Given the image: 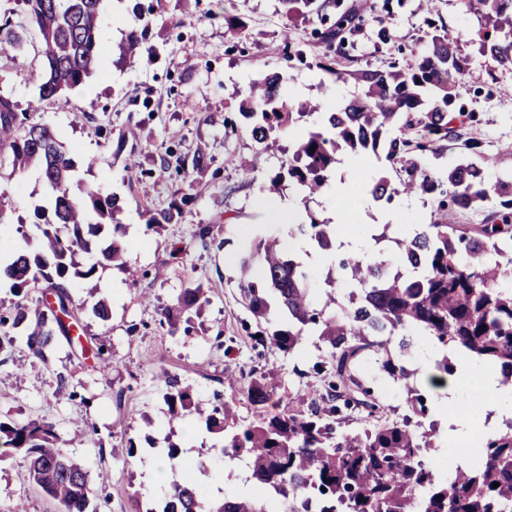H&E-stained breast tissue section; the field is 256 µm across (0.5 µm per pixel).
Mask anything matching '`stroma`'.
<instances>
[{
  "label": "stroma",
  "mask_w": 512,
  "mask_h": 512,
  "mask_svg": "<svg viewBox=\"0 0 512 512\" xmlns=\"http://www.w3.org/2000/svg\"><path fill=\"white\" fill-rule=\"evenodd\" d=\"M150 2L104 0L94 74L71 93L69 106L48 104L41 113L70 149L77 178L119 198L116 220L123 226L119 242L124 268L103 271L96 291L82 285L71 290L84 309V345L106 337V359L100 362L61 345L43 361L20 346L0 362V421L53 425L71 456L94 474L97 512H145L164 492L150 486L147 465L171 443L180 449V463L195 466L204 460L208 472L223 471L226 489H236L249 477L246 469H221L213 463L212 448L220 444L221 434L202 428L191 441L184 422H170L162 373L190 382L196 399H210L216 390L235 398L242 424L254 421V410L243 382L227 381L225 367L239 373L254 366L263 369L285 398L298 399L319 387L310 368L326 360L324 344L310 336L290 355L270 346L254 347L250 335L262 324L245 308L235 280L242 241L287 235V224L267 222L257 204L259 196L290 199L325 224L332 221L336 201L276 182L294 139L283 137L282 152L262 154L238 105L255 79L273 71L283 75L293 105L327 96L340 102L360 91L354 79L339 81L320 69L325 47L315 36L322 27L319 19L287 20L280 0H162L151 25V54L117 67L112 46L125 39L134 5ZM414 8V0H407L397 10L393 40L376 54L371 51L375 24L366 21L354 37L353 58L343 61V69L383 68L400 49L414 46L427 30ZM228 14L245 22L244 32L227 29ZM436 21L457 35L459 53L468 60L451 108L474 113L466 133L482 146L472 152L448 143L432 165L444 171L469 160L489 180L512 179V152L505 149L512 143V70L481 56L468 42L465 33L480 18L462 14L459 0H441ZM78 110L92 113L93 121L73 124L72 114ZM197 150L209 158L208 168L179 172L180 160ZM132 154L147 191L128 185L124 165ZM237 157L256 158V168L242 172L233 163ZM378 175L398 177L385 162L372 163L366 174L341 162L331 177L343 186L347 205L364 202L347 238L356 242L358 252L374 250L392 263L398 255L394 244L375 243L366 233L368 225L379 224L383 210L365 191L369 178ZM0 191L14 218L0 226V244L8 250L37 251L35 225L41 211L51 208L38 171L13 176L0 183ZM175 204L181 208L180 218L157 229L148 226L150 214ZM18 220L25 224L27 237L17 234ZM205 226L210 233L203 237L199 230ZM198 284L210 300L200 326L187 336L169 335L159 324L161 308L183 288ZM101 296L111 303L105 322L91 312ZM59 372L68 377L77 398L56 395ZM19 502L25 503L26 512H58L57 504L31 483L22 454L2 437L0 512H13Z\"/></svg>",
  "instance_id": "obj_1"
}]
</instances>
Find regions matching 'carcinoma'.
Masks as SVG:
<instances>
[{
	"instance_id": "obj_1",
	"label": "carcinoma",
	"mask_w": 512,
	"mask_h": 512,
	"mask_svg": "<svg viewBox=\"0 0 512 512\" xmlns=\"http://www.w3.org/2000/svg\"><path fill=\"white\" fill-rule=\"evenodd\" d=\"M22 22L12 19L14 9L0 14V59L14 61L25 34L36 33L42 55L36 99L27 112L0 93V176L31 168L53 197L50 217L45 219L39 251H16L0 265V280L16 297L44 281L57 307L29 308L16 303L0 316V353H11L21 341L43 360L64 341L72 344L73 328L81 325L82 308L71 300V288L80 279L93 281L98 271L124 267L122 250L112 239L99 247L101 258L82 264L78 257L92 251V238L115 223L119 199L73 180L74 161L55 130L37 119L43 103L66 106L69 95L89 78L98 59L100 0H22ZM392 0H359L345 5L333 0L335 16L319 33L326 52L333 57L322 69L342 79L338 59L348 58L351 37L361 28L365 14L374 16L379 29L374 49L391 39L388 19ZM286 17L307 19L327 4L317 0H281ZM465 12L484 18L473 36L480 52L502 67L512 66V0H462ZM136 10L135 23L117 48L116 64L135 56L148 40L150 15ZM432 28L419 55L391 62L386 69L351 72L362 94L339 102L320 113L319 125L297 140L278 179L289 180L313 194L325 190L337 162V152L347 149L358 156L372 155L391 165L401 164L404 176L391 182L386 176L372 178L367 193L376 202L394 197L431 198L436 214L411 237H390L387 231L373 236L390 241L404 258L406 271L392 270L380 256L364 253L339 261V268L357 286L348 303H340L336 289L325 292V304L313 306L311 272L289 257L276 237H255L240 250L237 288L241 299L257 317L270 309L273 295L283 322L261 332L255 342L271 344L292 354L307 336H316L328 348V360L313 365L321 378L320 388L309 391L300 404L282 403L275 387L254 377L246 398L256 421L240 426L228 401L205 407L194 402L192 386L177 376L164 375V400L170 420L189 413L209 432L223 433L222 457L239 460L251 472L256 489L231 494L221 500L207 498L193 481L177 482L164 493L161 512H512V422L506 430L482 440L466 469L455 468L444 478L424 460L431 447L430 435L420 431L427 415L424 398L409 380L414 371L402 356L406 339L399 342L400 355L392 353V338L414 330L442 348L484 361L512 382V291L499 282L512 277V181L488 186L483 170L462 163L434 174L426 159L443 143L462 137L471 114L451 116L452 82L463 75L467 60L459 54L456 39L443 28ZM321 104L287 103L283 78L277 72L252 83L239 105L249 122L251 135L268 152L281 137L319 110ZM496 199L495 209L484 213V203ZM101 222L87 223L89 211ZM477 214L481 221L470 235L448 232L457 216ZM291 231L332 248L338 232L335 224H293ZM210 300L199 286L184 289L176 303L164 309L162 325L172 335L179 331L184 314H200ZM395 382H403L409 413L392 419L373 396L362 377L364 364ZM279 411L270 412L268 406ZM366 413L364 423L348 429L351 413ZM0 434L13 448L23 451L31 480L59 506V512H88L95 488L88 468L63 448L53 426L31 421L7 424ZM499 486L492 487L493 483Z\"/></svg>"
}]
</instances>
